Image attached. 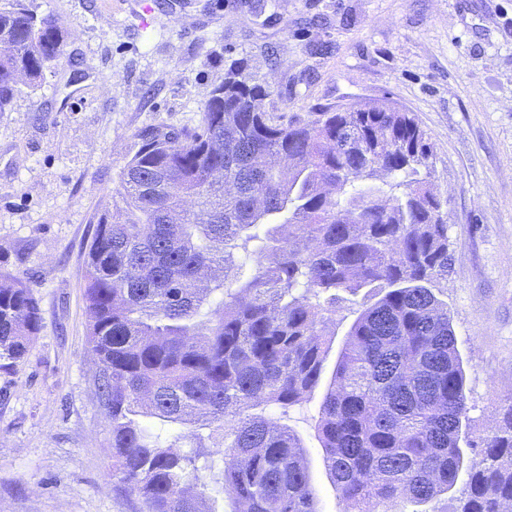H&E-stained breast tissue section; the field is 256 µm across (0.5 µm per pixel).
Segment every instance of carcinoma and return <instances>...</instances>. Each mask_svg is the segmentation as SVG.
Wrapping results in <instances>:
<instances>
[{"mask_svg":"<svg viewBox=\"0 0 512 512\" xmlns=\"http://www.w3.org/2000/svg\"><path fill=\"white\" fill-rule=\"evenodd\" d=\"M0 6V112L37 88L65 33L21 0ZM268 86L231 69L194 129H155L125 166L87 258L89 340L112 426V478L142 512H320L301 441L265 415L319 384L343 295L383 296L353 322L319 408L343 512L427 503L459 478L468 406L448 311V224L432 147L408 112L370 104L280 120ZM384 178L366 186L368 180ZM253 274L243 280L245 260ZM41 327L32 289L0 279V361ZM196 426L177 449L179 428ZM473 447L459 512L512 506V404Z\"/></svg>","mask_w":512,"mask_h":512,"instance_id":"cac0c4a2","label":"carcinoma"}]
</instances>
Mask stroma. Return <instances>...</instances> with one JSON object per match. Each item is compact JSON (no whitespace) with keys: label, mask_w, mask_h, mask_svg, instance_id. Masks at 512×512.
Returning <instances> with one entry per match:
<instances>
[{"label":"stroma","mask_w":512,"mask_h":512,"mask_svg":"<svg viewBox=\"0 0 512 512\" xmlns=\"http://www.w3.org/2000/svg\"><path fill=\"white\" fill-rule=\"evenodd\" d=\"M68 34L36 90L0 112V274L33 290L41 328L0 368V512H141L112 480L111 425L88 339L85 258L141 131L199 126L230 66L291 119L375 103L411 113L445 203L448 310L465 371L466 437L512 403V0H25ZM336 314L331 375L360 312ZM323 388L283 418L321 512H343L316 437Z\"/></svg>","instance_id":"35a3bbf8"}]
</instances>
